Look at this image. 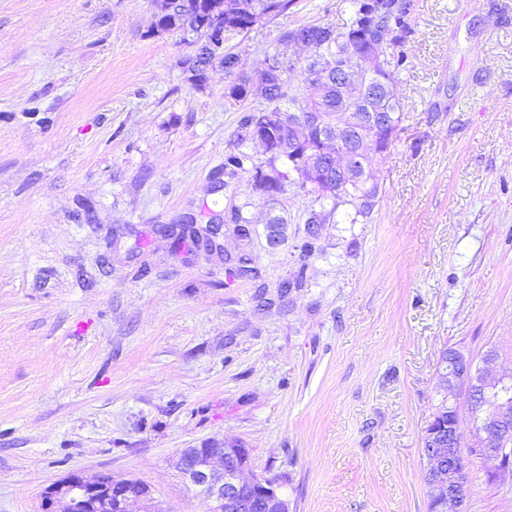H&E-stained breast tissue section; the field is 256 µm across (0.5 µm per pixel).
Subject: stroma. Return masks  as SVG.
Wrapping results in <instances>:
<instances>
[{"label": "stroma", "mask_w": 512, "mask_h": 512, "mask_svg": "<svg viewBox=\"0 0 512 512\" xmlns=\"http://www.w3.org/2000/svg\"><path fill=\"white\" fill-rule=\"evenodd\" d=\"M401 133L304 254L321 210L297 184L270 199L224 158L267 103L195 86L162 0H0V512H42L71 473L147 484L160 512H210L181 449L224 439L283 477L293 512H428L423 434L440 353L512 370V0H412ZM351 0H295L226 45L256 76L293 60L304 24L344 28ZM250 221L238 238L224 213ZM286 240L267 243L269 219ZM176 224L218 226L229 275ZM470 512L512 487L470 465Z\"/></svg>", "instance_id": "35a3bbf8"}]
</instances>
